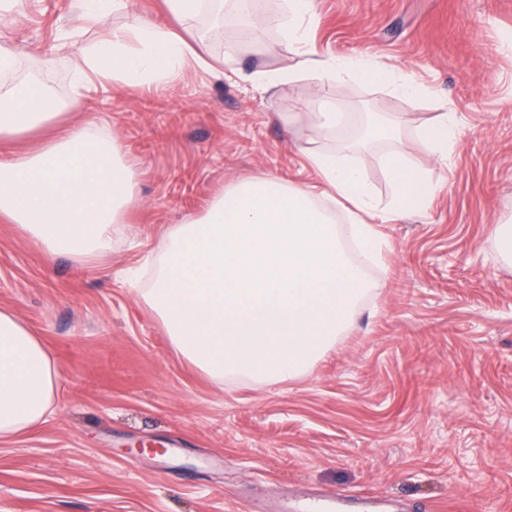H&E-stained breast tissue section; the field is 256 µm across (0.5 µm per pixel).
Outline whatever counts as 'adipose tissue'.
<instances>
[{
	"label": "adipose tissue",
	"mask_w": 512,
	"mask_h": 512,
	"mask_svg": "<svg viewBox=\"0 0 512 512\" xmlns=\"http://www.w3.org/2000/svg\"><path fill=\"white\" fill-rule=\"evenodd\" d=\"M82 2L84 26L95 35L74 61L80 91L114 81L160 88L187 63L204 61L170 28L133 16L122 27H107L126 0ZM314 22V0H286L281 46L300 62L294 71L261 73L263 82L272 86L302 71L319 87L370 79L408 96L419 93L418 85L396 81L384 65L318 58L307 46ZM49 99L38 81H1L0 139L50 122ZM458 127L454 112L437 113L417 127L440 164L455 150ZM353 149L347 141L335 152L300 146L322 179L321 192L277 178L247 179L228 187L201 216L168 231L154 279L137 295L173 348L212 380L297 378L350 326L371 285L358 252L343 245L331 204L345 211L359 252L375 255L383 248L376 221L419 215L430 205L436 184L399 152L386 158L393 194L389 205H381L362 170L344 161ZM136 202L135 172L109 134L75 126L35 151L0 158V218L21 226L49 254L95 258L124 232L125 214ZM56 377L41 341L15 315L0 311V438L52 413Z\"/></svg>",
	"instance_id": "1"
}]
</instances>
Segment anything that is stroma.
<instances>
[{"instance_id": "1", "label": "stroma", "mask_w": 512, "mask_h": 512, "mask_svg": "<svg viewBox=\"0 0 512 512\" xmlns=\"http://www.w3.org/2000/svg\"><path fill=\"white\" fill-rule=\"evenodd\" d=\"M79 0H23L0 44L15 80L44 84L54 124L0 142L35 149L58 127L112 134L136 173L138 203L111 252L47 255L0 219V310L44 344L57 370L46 421L0 438V512H284L356 494L403 512H512V262L494 230L512 225V0H315L309 39L325 59L382 63L420 88L372 81L315 89L309 75L264 89L281 0H228L191 24L223 77L186 69L170 90L108 84L75 94ZM270 23L238 43V24ZM384 113L399 141L349 156L381 201L400 150L437 184L428 210L382 224L374 293L308 373L218 385L172 347L126 272L150 276L167 229L232 184L273 176L313 186L295 147L316 112ZM449 110L457 145L438 163L416 128Z\"/></svg>"}]
</instances>
